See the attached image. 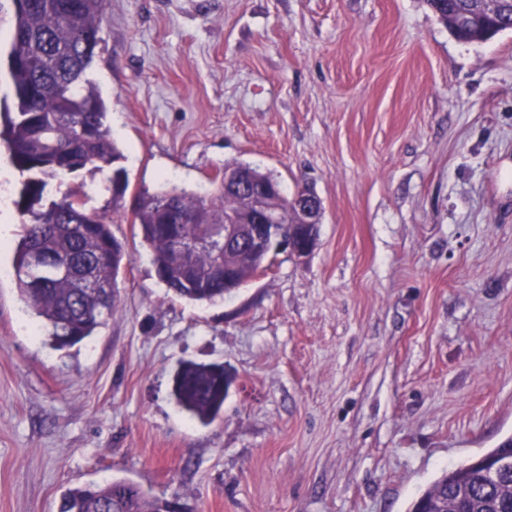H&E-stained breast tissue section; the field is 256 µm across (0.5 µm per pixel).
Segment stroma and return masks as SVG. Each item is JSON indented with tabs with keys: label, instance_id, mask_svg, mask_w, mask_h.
Returning <instances> with one entry per match:
<instances>
[{
	"label": "stroma",
	"instance_id": "obj_1",
	"mask_svg": "<svg viewBox=\"0 0 512 512\" xmlns=\"http://www.w3.org/2000/svg\"><path fill=\"white\" fill-rule=\"evenodd\" d=\"M89 68L128 195L238 161L323 207L313 254L213 305L173 297L137 225L106 325L32 332L0 181V512L125 479L186 512H407L512 435V31L457 41L424 0H107ZM111 168L82 184L103 210ZM233 384L204 425L181 362Z\"/></svg>",
	"mask_w": 512,
	"mask_h": 512
}]
</instances>
